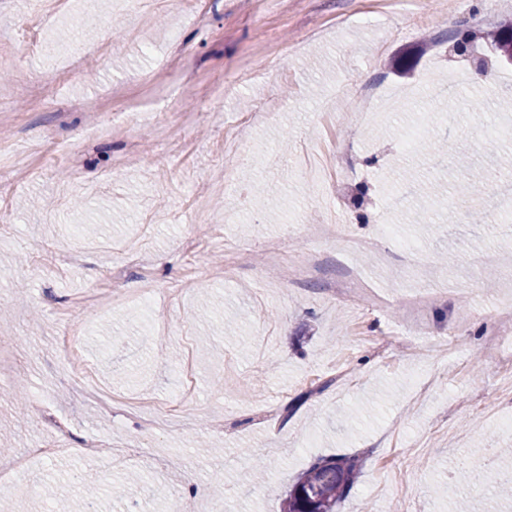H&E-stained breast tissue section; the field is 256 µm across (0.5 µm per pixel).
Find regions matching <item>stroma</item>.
I'll list each match as a JSON object with an SVG mask.
<instances>
[{
    "instance_id": "stroma-1",
    "label": "stroma",
    "mask_w": 512,
    "mask_h": 512,
    "mask_svg": "<svg viewBox=\"0 0 512 512\" xmlns=\"http://www.w3.org/2000/svg\"><path fill=\"white\" fill-rule=\"evenodd\" d=\"M43 3L0 0V512H56L49 482L83 512H281L332 456L359 460L339 512H512L454 479L512 450V344L459 310L512 288V238L445 221L512 156L483 117L512 67L428 119L361 94L404 88L407 47L418 85L470 67L449 35L484 47L512 0ZM349 268L378 307L334 300Z\"/></svg>"
}]
</instances>
